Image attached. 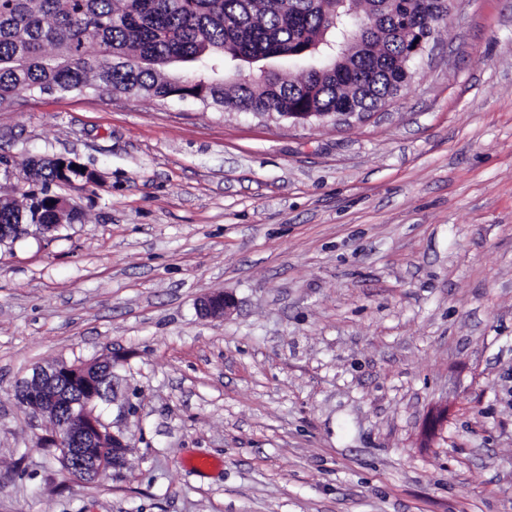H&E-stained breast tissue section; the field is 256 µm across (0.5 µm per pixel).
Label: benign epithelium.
<instances>
[{
    "label": "benign epithelium",
    "instance_id": "obj_1",
    "mask_svg": "<svg viewBox=\"0 0 512 512\" xmlns=\"http://www.w3.org/2000/svg\"><path fill=\"white\" fill-rule=\"evenodd\" d=\"M331 117L336 123H348L362 118L357 106L349 102L336 112H300L297 124L324 121ZM233 306L224 293L202 297V316L222 319ZM112 373V359H93L81 364L57 363L34 370L31 379L19 386L20 404L36 414L53 413L59 419L51 444L61 455L63 468L71 475L95 481L109 474L113 461L125 457L130 441L127 430L113 425L94 414L97 403L107 399L100 388L102 378Z\"/></svg>",
    "mask_w": 512,
    "mask_h": 512
}]
</instances>
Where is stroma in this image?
Returning <instances> with one entry per match:
<instances>
[{
  "instance_id": "stroma-1",
  "label": "stroma",
  "mask_w": 512,
  "mask_h": 512,
  "mask_svg": "<svg viewBox=\"0 0 512 512\" xmlns=\"http://www.w3.org/2000/svg\"><path fill=\"white\" fill-rule=\"evenodd\" d=\"M1 154L97 179L0 245V512H512V0H455L349 125L23 93ZM107 355L138 413L88 482L16 385ZM233 306L232 300L223 292L205 295L199 301V312L202 316L221 319Z\"/></svg>"
}]
</instances>
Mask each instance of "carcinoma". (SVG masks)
I'll return each mask as SVG.
<instances>
[{
	"label": "carcinoma",
	"mask_w": 512,
	"mask_h": 512,
	"mask_svg": "<svg viewBox=\"0 0 512 512\" xmlns=\"http://www.w3.org/2000/svg\"><path fill=\"white\" fill-rule=\"evenodd\" d=\"M371 26L369 50L333 65L351 31L341 0H0V100L111 91L158 100H192L288 119L290 112H334L353 100L375 112L401 88L410 0H358ZM240 57L309 59L304 75L279 70L235 79ZM31 186L18 203L0 198L1 224L57 223L62 170L76 183L92 172L72 160L30 159Z\"/></svg>",
	"instance_id": "obj_1"
}]
</instances>
